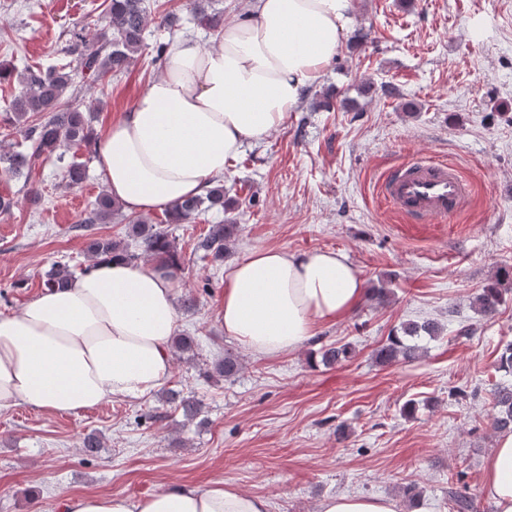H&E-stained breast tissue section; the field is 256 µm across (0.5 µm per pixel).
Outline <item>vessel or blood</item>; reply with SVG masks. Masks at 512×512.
<instances>
[{
	"mask_svg": "<svg viewBox=\"0 0 512 512\" xmlns=\"http://www.w3.org/2000/svg\"><path fill=\"white\" fill-rule=\"evenodd\" d=\"M379 195L398 212L418 222H436L463 210L468 186L455 163L416 159L390 170Z\"/></svg>",
	"mask_w": 512,
	"mask_h": 512,
	"instance_id": "b4317fda",
	"label": "vessel or blood"
}]
</instances>
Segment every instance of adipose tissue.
<instances>
[{"mask_svg": "<svg viewBox=\"0 0 512 512\" xmlns=\"http://www.w3.org/2000/svg\"><path fill=\"white\" fill-rule=\"evenodd\" d=\"M353 10L354 0H255L250 14L225 23L216 46L175 44L162 74L97 141L106 192L136 214L205 193L245 146L287 122L341 50ZM364 293L343 253L257 249L226 273L218 318L252 353L282 355L321 323L351 313ZM176 296V280L156 263L98 260L67 287L0 314V409L75 412L158 390L172 374ZM480 493L495 512H512V432L500 434L486 458ZM63 512H271V503L228 483L138 499L70 496ZM318 512H397V505L344 493L323 499Z\"/></svg>", "mask_w": 512, "mask_h": 512, "instance_id": "adipose-tissue-1", "label": "adipose tissue"}]
</instances>
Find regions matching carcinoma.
Instances as JSON below:
<instances>
[{
	"mask_svg": "<svg viewBox=\"0 0 512 512\" xmlns=\"http://www.w3.org/2000/svg\"><path fill=\"white\" fill-rule=\"evenodd\" d=\"M215 0H193V13L197 21L210 29L221 27L224 12L212 7ZM154 9L149 0H111L105 22L96 30L93 39L74 32L63 48L68 60L64 63L26 68L19 80L18 90L11 96L6 108V119L30 142L26 151L0 153V169L20 178L42 158L54 157L64 163L63 177L68 185L81 184L86 178V166L74 160H65L72 145H91L95 141L92 121L98 107L83 110L67 100L76 75L94 82L108 75H118L141 54L144 46L146 21ZM48 114L41 120L42 114ZM236 201L224 198V184L218 183L203 196L190 197L175 203L165 210L166 223L188 224L206 211H224ZM122 207L106 193H101L86 210L78 230L86 237V252L95 258L118 257L132 262L147 255L166 265L177 274L182 259L174 241L167 232L141 216L128 218L126 236L128 241H116L95 233L96 225L107 224L121 213ZM238 230V225L213 224L206 235L199 238L195 251L211 263L223 264L228 246ZM73 277L70 266L55 263L45 271L43 285L52 288L64 285ZM503 290L497 284L483 289L477 297V305L483 313H493L503 303ZM443 327L436 322L404 323L401 334L387 338L376 351L377 365L390 366L400 360L418 356L420 347L406 344L409 337L426 335L437 337ZM170 350L175 356L192 355L195 341L191 336L176 334L170 339ZM352 353L347 344L326 345L320 349L321 361L325 365L338 364ZM242 369L239 353L226 350L224 360L213 365L218 376L231 378ZM493 408L492 425L498 431L512 430V384L498 383L491 390ZM168 400H179L185 417L189 420L199 412V403L192 396L178 392L166 394Z\"/></svg>",
	"mask_w": 512,
	"mask_h": 512,
	"instance_id": "1",
	"label": "carcinoma"
}]
</instances>
